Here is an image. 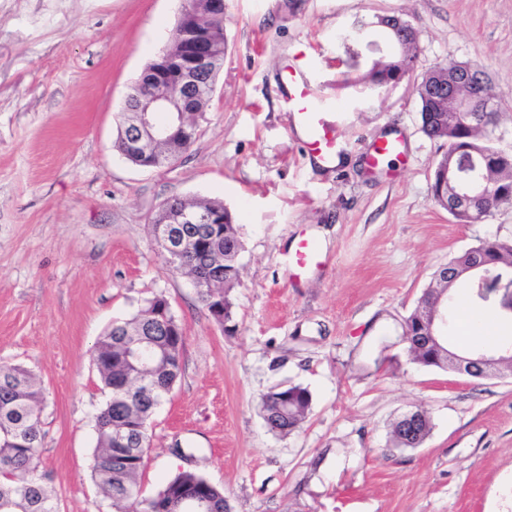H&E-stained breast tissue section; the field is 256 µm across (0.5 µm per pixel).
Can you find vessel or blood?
<instances>
[{
    "label": "vessel or blood",
    "mask_w": 512,
    "mask_h": 512,
    "mask_svg": "<svg viewBox=\"0 0 512 512\" xmlns=\"http://www.w3.org/2000/svg\"><path fill=\"white\" fill-rule=\"evenodd\" d=\"M308 60L294 59L286 62L280 72L282 94L294 117V124L305 133L304 145L309 158L324 165L335 164L342 150L338 123L328 116L322 101L315 94ZM402 143L397 139H379L372 143L367 162L380 168L393 157L403 155ZM290 261L297 274H305L319 267V254L312 242L295 244Z\"/></svg>",
    "instance_id": "vessel-or-blood-1"
}]
</instances>
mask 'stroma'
Instances as JSON below:
<instances>
[{
  "instance_id": "1",
  "label": "stroma",
  "mask_w": 512,
  "mask_h": 512,
  "mask_svg": "<svg viewBox=\"0 0 512 512\" xmlns=\"http://www.w3.org/2000/svg\"><path fill=\"white\" fill-rule=\"evenodd\" d=\"M182 3L0 0V364L45 390L39 475L58 512H112L89 469L108 399L90 350L156 296L185 344L150 420L143 495L193 467L233 512H512V377L424 367L401 340L437 269L512 241V205L461 224L434 203L447 144L423 134L416 93L434 65L482 70L493 142L512 151V0H224L228 48L198 135L176 164L145 170L116 147L121 109ZM384 16L418 32L413 70L385 92L370 77ZM359 21L364 41L344 43ZM296 54L338 120L337 167L311 165L293 130L279 72ZM378 138L406 150L373 171ZM174 198L218 199L240 227L234 330L150 232ZM302 238L322 265L298 279L288 255ZM298 384L305 421L271 432L260 396ZM415 409L429 435L394 447L393 423Z\"/></svg>"
}]
</instances>
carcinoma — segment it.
I'll return each mask as SVG.
<instances>
[{
	"label": "carcinoma",
	"mask_w": 512,
	"mask_h": 512,
	"mask_svg": "<svg viewBox=\"0 0 512 512\" xmlns=\"http://www.w3.org/2000/svg\"><path fill=\"white\" fill-rule=\"evenodd\" d=\"M412 62L413 59L400 54L378 62L372 81L387 87ZM497 120L496 113L483 112L475 106L448 143V150L457 152L456 158L461 162L467 145L481 146L486 151L485 164L499 174V183L480 205L482 209H495L509 203L512 197V153L491 143ZM485 164L476 163V167L469 169L470 176L478 177ZM224 218L229 222L232 240H224L222 249L233 247L239 253L243 244L238 227L232 223L229 211H224ZM477 249L488 261L498 262L489 269L484 282L476 285L477 297L484 300L500 285L501 272L512 265V241L487 239ZM151 308L149 301L131 318L113 324L92 349L93 365L104 387L110 388V398L95 421L96 447L90 462L94 482L99 493L112 502L114 512H149L156 504L168 508V512H194L195 499L206 501L205 512H231L224 489L193 469L176 473L155 495H142L140 476L150 447V419L182 369V347L176 346L169 336H155L153 351L157 352V359L149 370L151 396L144 398L126 392V385L138 379V370L126 359L128 345L140 325L149 320ZM44 400L45 393L29 370L0 364V512H56L51 494L36 477L42 448L40 403ZM311 403L310 391L293 385L263 395L260 410L271 431L287 435L304 422ZM120 428L128 434V440L115 450L113 437Z\"/></svg>",
	"instance_id": "1"
}]
</instances>
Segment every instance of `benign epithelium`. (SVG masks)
Here are the masks:
<instances>
[{
  "label": "benign epithelium",
  "mask_w": 512,
  "mask_h": 512,
  "mask_svg": "<svg viewBox=\"0 0 512 512\" xmlns=\"http://www.w3.org/2000/svg\"><path fill=\"white\" fill-rule=\"evenodd\" d=\"M395 38L390 40L397 53L407 51L417 41L416 29L398 17L383 23ZM224 0H184L171 42L142 70L126 96L121 113L118 149L129 161L144 169H154L176 162L186 152L194 133L204 119L206 100L217 74L224 65ZM417 91L433 105L434 126L444 127L440 109L461 116L474 105L494 108L485 73L467 64H453L425 72ZM443 173L448 182L457 185L453 194L443 200L449 213L466 217L472 214L486 188L479 180L468 179V169L447 166ZM166 219L154 225L155 238L171 261L183 259L186 243L174 229L176 224H204V232L195 237L193 245L207 265L206 276L191 273L195 286L210 288L215 303L210 314L221 321L224 311V263L216 243L224 235V209L190 206L182 199L164 204ZM488 264L473 253L468 263L451 269L440 268L434 278L442 284L456 283L463 278L480 280L487 274ZM448 319V291L441 292L423 307L415 325L403 327V341L414 349L435 350L438 364L460 375L484 377L502 364L512 362V348L506 354L473 352L460 355L448 349L443 328ZM171 332L176 342L185 341L183 331L170 326L167 307L157 309L143 335L156 336ZM424 414L409 411L399 419L403 435L410 441L418 434Z\"/></svg>",
  "instance_id": "benign-epithelium-1"
}]
</instances>
